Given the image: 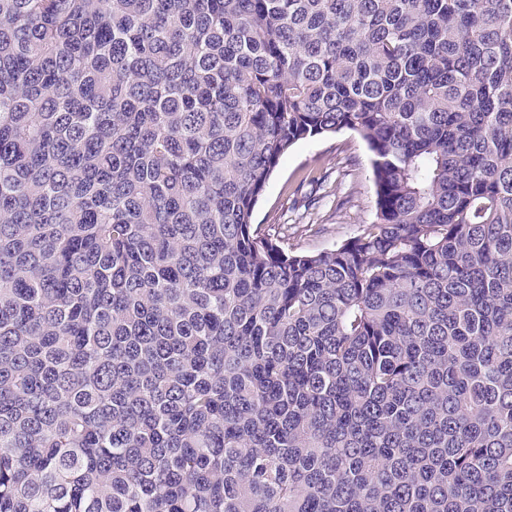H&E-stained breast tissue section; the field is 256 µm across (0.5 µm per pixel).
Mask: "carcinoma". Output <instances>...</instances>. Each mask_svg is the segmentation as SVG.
Returning a JSON list of instances; mask_svg holds the SVG:
<instances>
[{"mask_svg":"<svg viewBox=\"0 0 512 512\" xmlns=\"http://www.w3.org/2000/svg\"><path fill=\"white\" fill-rule=\"evenodd\" d=\"M0 512H512V0H0ZM313 176L325 178V190L310 194L307 180ZM374 218L370 156L349 131L305 140L290 149L254 212V224L262 227L288 224V249L306 252L332 248L358 235Z\"/></svg>","mask_w":512,"mask_h":512,"instance_id":"carcinoma-1","label":"carcinoma"}]
</instances>
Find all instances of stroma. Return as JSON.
I'll return each instance as SVG.
<instances>
[{
    "mask_svg": "<svg viewBox=\"0 0 512 512\" xmlns=\"http://www.w3.org/2000/svg\"><path fill=\"white\" fill-rule=\"evenodd\" d=\"M314 176L325 187L311 191ZM375 218L370 156L353 133L342 131L298 143L276 167L254 212L260 225H288V247L314 252L358 235Z\"/></svg>",
    "mask_w": 512,
    "mask_h": 512,
    "instance_id": "stroma-1",
    "label": "stroma"
}]
</instances>
